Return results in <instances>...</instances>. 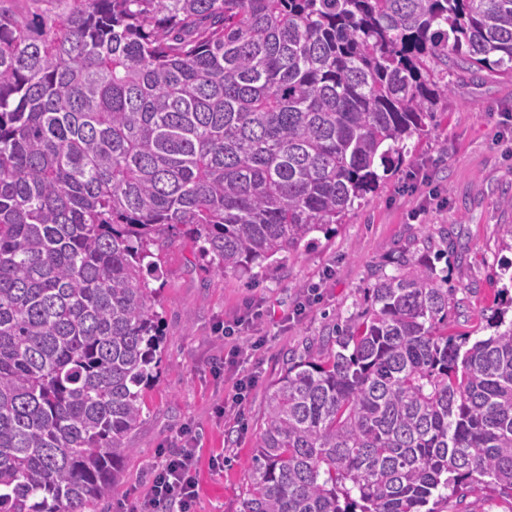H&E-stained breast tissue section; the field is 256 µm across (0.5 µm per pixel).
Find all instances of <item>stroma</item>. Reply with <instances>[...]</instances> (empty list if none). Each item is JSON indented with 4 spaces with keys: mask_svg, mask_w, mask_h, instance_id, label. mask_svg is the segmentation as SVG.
I'll list each match as a JSON object with an SVG mask.
<instances>
[{
    "mask_svg": "<svg viewBox=\"0 0 512 512\" xmlns=\"http://www.w3.org/2000/svg\"><path fill=\"white\" fill-rule=\"evenodd\" d=\"M453 92L429 132L408 140L396 170L376 193L355 202L329 233L284 258L276 269L215 275L193 241L174 234L162 254L159 282L160 363L143 390L142 420L127 437L123 477L94 512H129L150 492L149 471L174 452L182 434L197 438L196 512H242L247 468L270 387L289 358L332 333L337 319H360L378 271L393 272L404 250L433 241L448 274V333L481 339L491 317H512V75L449 68ZM320 298L293 317L310 285ZM261 306L258 332L267 344L254 362L225 363L216 330L247 305ZM258 369L246 401L217 415L239 372ZM223 467H214V459Z\"/></svg>",
    "mask_w": 512,
    "mask_h": 512,
    "instance_id": "1",
    "label": "stroma"
}]
</instances>
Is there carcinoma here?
Segmentation results:
<instances>
[{
	"mask_svg": "<svg viewBox=\"0 0 512 512\" xmlns=\"http://www.w3.org/2000/svg\"><path fill=\"white\" fill-rule=\"evenodd\" d=\"M512 74V0H0V512H88L162 342L151 248L271 266L376 192L448 99ZM398 256L366 321L266 397L244 512L512 500V321L440 325L448 278Z\"/></svg>",
	"mask_w": 512,
	"mask_h": 512,
	"instance_id": "cac0c4a2",
	"label": "carcinoma"
}]
</instances>
